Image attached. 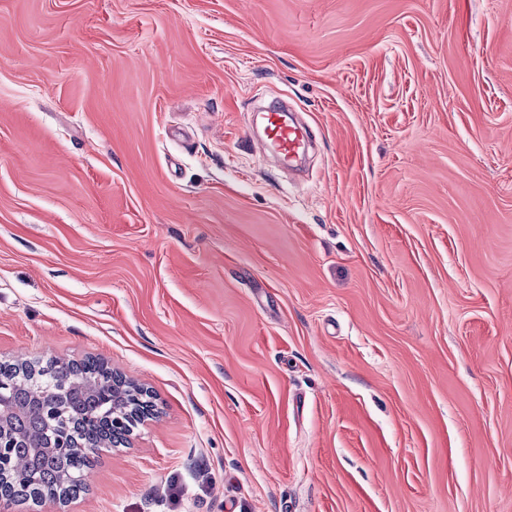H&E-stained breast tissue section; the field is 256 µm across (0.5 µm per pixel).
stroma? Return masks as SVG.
<instances>
[{
  "label": "stroma",
  "instance_id": "35a3bbf8",
  "mask_svg": "<svg viewBox=\"0 0 512 512\" xmlns=\"http://www.w3.org/2000/svg\"><path fill=\"white\" fill-rule=\"evenodd\" d=\"M21 353L158 415L9 512H512V0H0ZM264 114V134L267 143L288 169V164L304 149L305 141L301 131L287 123L283 117V108L270 105ZM104 367L108 373L84 382L89 393H104L112 398L110 435L103 440L100 448L125 447L138 425L143 424L154 414V405L150 400V394L143 386L112 373V369L106 365Z\"/></svg>",
  "mask_w": 512,
  "mask_h": 512
}]
</instances>
